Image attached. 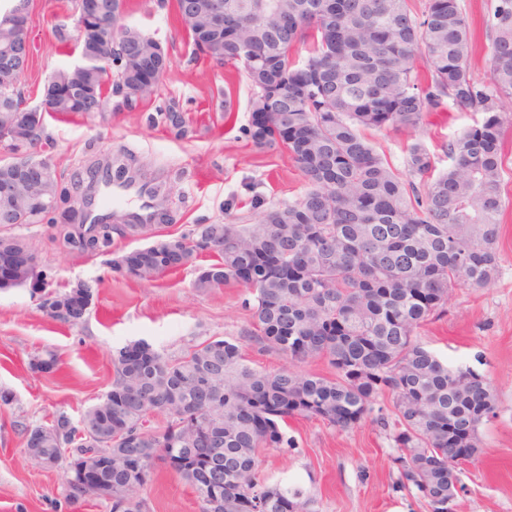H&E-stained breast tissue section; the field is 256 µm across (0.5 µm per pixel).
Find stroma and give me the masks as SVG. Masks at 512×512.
I'll return each mask as SVG.
<instances>
[{"instance_id": "35a3bbf8", "label": "stroma", "mask_w": 512, "mask_h": 512, "mask_svg": "<svg viewBox=\"0 0 512 512\" xmlns=\"http://www.w3.org/2000/svg\"><path fill=\"white\" fill-rule=\"evenodd\" d=\"M74 0H30L31 53L20 89L28 105H39L47 76L77 64L76 42L58 43L55 27L72 24ZM495 0H461L471 23L469 74L489 78L490 41L485 22ZM123 21L168 49L171 68L142 112H115L106 120L79 115L47 118L49 142L39 155L62 178L73 199L88 184L95 159L117 152L165 179L170 187L163 223L166 237L186 234L196 224L256 222L261 208L295 201L307 184L285 149L262 152L244 133L251 119V87L243 72L215 66L196 53L175 15L173 0H128ZM231 95L233 111L222 118L219 90ZM176 100L196 129L179 140L162 128L148 127L145 113ZM481 113L451 107L426 114L415 129L369 128L363 135L399 173H406L410 145H423L437 170L448 166L445 147ZM505 144L500 193L502 213L494 281L484 288L456 287L444 310L416 331L418 342L440 360L467 366L486 377L497 395L495 417L480 428L482 451L459 464L463 489L457 512H512V112L505 113ZM36 244L46 289L66 291L78 281L97 289L83 320L57 323L38 307L32 285L0 290V388L13 392L0 406V512H110L91 501L73 509L64 502L66 473L29 459L17 424L50 423L58 412L80 418L110 389L112 355L142 340L165 356L178 358L213 337L240 342L260 369L288 366L287 358L261 350L250 340L252 296L231 285L207 293L193 283L212 258L200 254L189 263L145 284L113 275L104 257L68 253L50 238L46 225L21 229ZM53 353L52 371L31 368L34 357ZM290 448L262 454L269 481L303 490L315 512H425L419 499L398 489V471L390 462L396 448L390 433L371 421L348 429L318 419L289 420ZM149 512H199L191 487L166 466H157L140 493Z\"/></svg>"}]
</instances>
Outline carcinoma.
<instances>
[{"label": "carcinoma", "instance_id": "cac0c4a2", "mask_svg": "<svg viewBox=\"0 0 512 512\" xmlns=\"http://www.w3.org/2000/svg\"><path fill=\"white\" fill-rule=\"evenodd\" d=\"M101 33L83 39L90 61L83 79L98 95H112L121 112H138L153 93L139 83L138 57L156 58L157 41L127 45L122 18L127 0H98ZM176 16L194 44L218 65L245 74L252 95L246 134L259 150L285 148L307 182L297 200L264 209L253 224H197L166 239L158 224L86 223L68 209L69 190L46 167L59 203L48 228L70 253L109 255L111 272L150 283L198 252L215 257L194 282L202 292L241 284L261 348L292 362L322 360L333 377L288 368L258 370L242 346L215 338L178 359L138 340L112 359L110 390L78 420L57 413L50 424L24 426L29 457L65 466L68 506L105 499L110 512H148L139 492L158 464L194 491L200 512H295L311 501L260 474L267 448H291L283 426L296 417L339 428L370 419L390 430L399 455L392 462L400 485L414 489L427 512H448L462 490L456 461L481 452L483 423L496 415L489 381L453 368L416 341V329L443 309L460 283L486 287L498 267L495 243L502 209L500 171L503 112L512 103V0H496L487 27L490 78L468 72L469 24L460 0H427L417 15L408 0H224L228 37L208 33L209 20ZM313 39L311 55L297 62L292 47ZM430 80L416 72L418 54ZM0 83V113L24 105L17 85ZM453 105L483 114L448 141V168L424 188L403 179L361 135L362 128H417L425 113ZM146 122L177 138L195 128L171 100ZM409 174L435 165L413 145ZM131 162L114 155L98 165L90 191L103 181L134 183ZM112 232H106V229ZM140 232L151 243L112 256L114 238ZM75 289L48 291L39 303L51 319L76 324ZM393 399L392 413L375 408ZM160 413L166 425L145 429ZM104 463L99 482L77 495L73 481L87 463Z\"/></svg>", "mask_w": 512, "mask_h": 512}]
</instances>
